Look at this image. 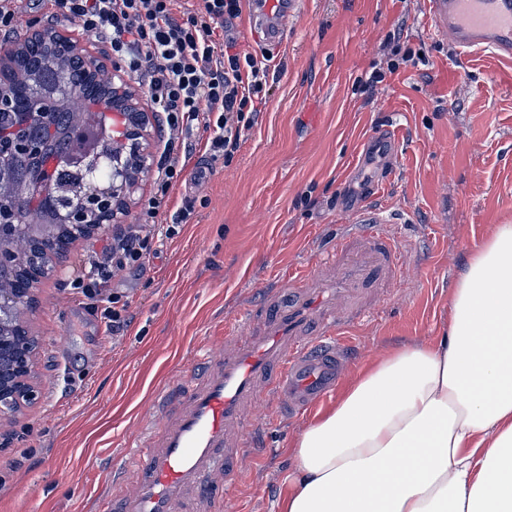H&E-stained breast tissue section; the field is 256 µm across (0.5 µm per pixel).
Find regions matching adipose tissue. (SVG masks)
Returning <instances> with one entry per match:
<instances>
[{"mask_svg": "<svg viewBox=\"0 0 512 512\" xmlns=\"http://www.w3.org/2000/svg\"><path fill=\"white\" fill-rule=\"evenodd\" d=\"M451 310L303 428L279 512H512V224L470 251Z\"/></svg>", "mask_w": 512, "mask_h": 512, "instance_id": "1", "label": "adipose tissue"}]
</instances>
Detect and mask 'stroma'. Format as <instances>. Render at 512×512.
Listing matches in <instances>:
<instances>
[{
	"instance_id": "obj_1",
	"label": "stroma",
	"mask_w": 512,
	"mask_h": 512,
	"mask_svg": "<svg viewBox=\"0 0 512 512\" xmlns=\"http://www.w3.org/2000/svg\"><path fill=\"white\" fill-rule=\"evenodd\" d=\"M47 27L112 71L105 46L52 17L45 0H21L16 38ZM286 27L271 49L269 95L233 164L209 163L195 144L192 160L207 173L172 202L196 195L202 205L146 272L112 280L130 304L128 325L106 332L101 304L71 283L111 231L71 245L37 285L28 318L41 340L43 396L15 417L20 439L0 451V512H88L156 391L203 372L199 359L223 340L225 320L259 304L274 278L324 259L337 225L383 177L400 218L389 230L407 258L392 295L353 332L342 385L400 343L444 336L466 252L512 224L511 70L433 39L424 0H303ZM396 47L422 63L366 85ZM388 125L404 136L394 153L365 143ZM313 417L266 430L259 459L235 480V512H279L294 440Z\"/></svg>"
}]
</instances>
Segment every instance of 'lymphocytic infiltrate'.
<instances>
[{
    "mask_svg": "<svg viewBox=\"0 0 512 512\" xmlns=\"http://www.w3.org/2000/svg\"><path fill=\"white\" fill-rule=\"evenodd\" d=\"M55 16L75 22L112 53L120 71L144 86L165 131L154 188L134 224L115 227L110 242L74 278L87 297L102 296L124 270H144L193 215L196 200L171 208L185 180L192 143L205 137L211 161L232 164L269 93L268 52L237 48L233 23L243 0H50Z\"/></svg>",
    "mask_w": 512,
    "mask_h": 512,
    "instance_id": "lymphocytic-infiltrate-1",
    "label": "lymphocytic infiltrate"
}]
</instances>
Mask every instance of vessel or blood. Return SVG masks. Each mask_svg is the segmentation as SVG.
<instances>
[{
  "label": "vessel or blood",
  "mask_w": 512,
  "mask_h": 512,
  "mask_svg": "<svg viewBox=\"0 0 512 512\" xmlns=\"http://www.w3.org/2000/svg\"><path fill=\"white\" fill-rule=\"evenodd\" d=\"M433 34L458 54L485 55L512 68V0H426ZM296 0H254L253 19L280 44ZM336 241L326 266H303L265 290L206 350L203 376L179 379L185 397L161 388L132 447L113 454L108 479L120 495L97 512H214L231 478L257 455V429L241 432L244 409L271 397L273 423L291 421L336 389L353 358L346 338L401 278L404 247L389 225L397 216L365 202Z\"/></svg>",
  "instance_id": "vessel-or-blood-1"
}]
</instances>
